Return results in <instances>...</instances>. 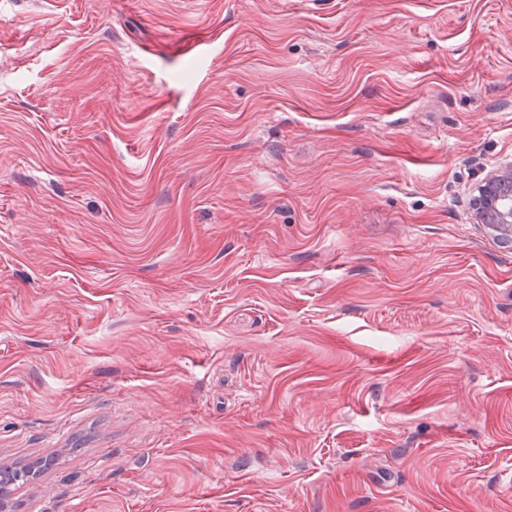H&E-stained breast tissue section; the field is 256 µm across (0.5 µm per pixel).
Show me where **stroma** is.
Here are the masks:
<instances>
[{"label": "stroma", "instance_id": "stroma-1", "mask_svg": "<svg viewBox=\"0 0 512 512\" xmlns=\"http://www.w3.org/2000/svg\"><path fill=\"white\" fill-rule=\"evenodd\" d=\"M512 0H0L11 512H512ZM512 196V164L492 175L480 188L474 207L481 224L511 235L512 204L504 201Z\"/></svg>", "mask_w": 512, "mask_h": 512}]
</instances>
